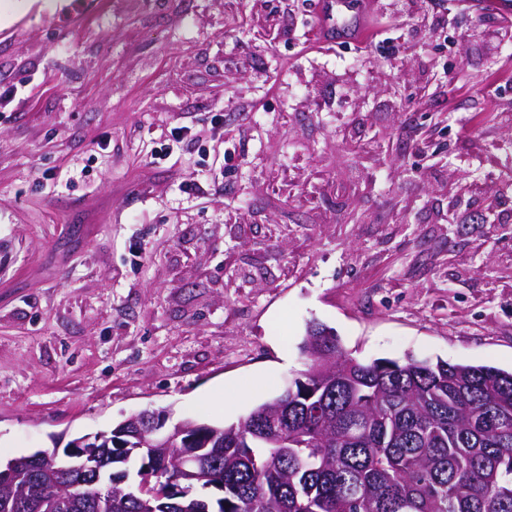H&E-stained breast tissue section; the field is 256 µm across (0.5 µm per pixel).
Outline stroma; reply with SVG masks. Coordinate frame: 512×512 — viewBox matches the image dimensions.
Returning a JSON list of instances; mask_svg holds the SVG:
<instances>
[{
  "instance_id": "obj_1",
  "label": "stroma",
  "mask_w": 512,
  "mask_h": 512,
  "mask_svg": "<svg viewBox=\"0 0 512 512\" xmlns=\"http://www.w3.org/2000/svg\"><path fill=\"white\" fill-rule=\"evenodd\" d=\"M502 20L373 0L339 48L299 0H0V459L238 421L313 321L362 362L512 371Z\"/></svg>"
}]
</instances>
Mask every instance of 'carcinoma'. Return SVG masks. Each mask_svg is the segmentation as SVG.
Returning <instances> with one entry per match:
<instances>
[{"mask_svg":"<svg viewBox=\"0 0 512 512\" xmlns=\"http://www.w3.org/2000/svg\"><path fill=\"white\" fill-rule=\"evenodd\" d=\"M495 148L512 184V142ZM308 369L231 424L185 422L213 478L179 480L174 452L109 432L100 471L61 484L98 489L112 512H512V372L445 360L360 362L322 324L307 328Z\"/></svg>","mask_w":512,"mask_h":512,"instance_id":"1","label":"carcinoma"}]
</instances>
